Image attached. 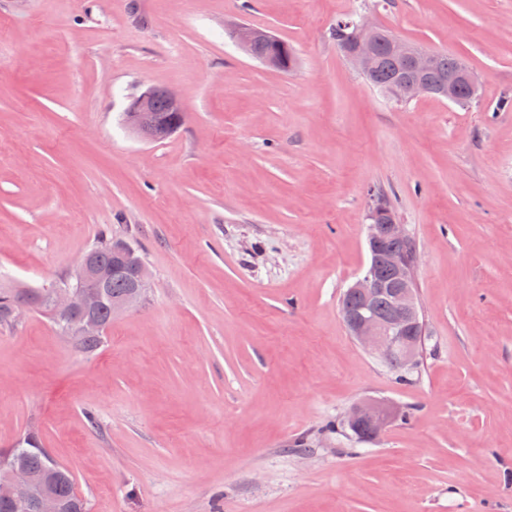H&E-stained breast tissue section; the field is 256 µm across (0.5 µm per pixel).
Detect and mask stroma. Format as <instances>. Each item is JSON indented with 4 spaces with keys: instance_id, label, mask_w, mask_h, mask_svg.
Masks as SVG:
<instances>
[{
    "instance_id": "obj_1",
    "label": "stroma",
    "mask_w": 512,
    "mask_h": 512,
    "mask_svg": "<svg viewBox=\"0 0 512 512\" xmlns=\"http://www.w3.org/2000/svg\"><path fill=\"white\" fill-rule=\"evenodd\" d=\"M349 15L465 59L479 103L389 100L330 37ZM151 86L187 113L160 142L124 120ZM505 96L512 0H0V288L71 279L104 234L150 272L96 354L35 312L0 325V448L37 426L89 512H512ZM377 193L420 254L406 383L339 305ZM366 398L388 428L333 433ZM232 33L240 47L246 53L249 54L252 47V57L262 61V58L268 53L269 45L266 42H257L252 46L255 41L272 38V36L262 29L248 25L234 24L232 25Z\"/></svg>"
}]
</instances>
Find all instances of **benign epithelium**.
I'll return each instance as SVG.
<instances>
[{
  "label": "benign epithelium",
  "instance_id": "benign-epithelium-1",
  "mask_svg": "<svg viewBox=\"0 0 512 512\" xmlns=\"http://www.w3.org/2000/svg\"><path fill=\"white\" fill-rule=\"evenodd\" d=\"M379 26L360 21L354 24L348 43L343 48L346 61L361 75L372 74L377 67L374 41ZM232 33L240 47L250 52L252 44L268 39L270 35L248 25H232ZM391 51L400 64V71L414 74V78L399 77L386 89L391 99L402 102L421 96L444 95L450 102L458 100V92L464 88L472 99L480 94L478 77L472 67L461 62L458 68L448 74L441 83L430 82L429 75L436 70L438 54L425 50L411 42L395 36L390 37ZM163 95L170 111L182 112L184 107L180 99L172 92L152 87L135 97L126 109L128 125L141 132L153 124L152 112L157 95ZM367 225L368 250L374 251L382 238L405 239L407 233L403 225L397 223L392 212L381 202L371 206ZM117 264L112 272L99 269L92 253H85L79 264L81 283L75 288L51 289L50 311L53 315L65 319L76 313L95 309L102 301L103 288L107 287L111 274L128 271L133 275L132 289L121 299L113 303V313L118 314L141 303L148 286V273L144 264L134 257V253L120 247L116 251ZM382 260L388 267L392 287L384 290L368 272L353 282L348 291L359 295L364 308L360 316L348 323V331L358 344L375 359L396 367H414L418 363L419 343L415 336L421 327L420 310L414 289L415 269L419 255H410L387 250ZM389 293L391 301L386 314L380 315L371 307V302L380 291ZM392 418L390 408L374 400L363 401L354 406L346 416L353 427L361 421L368 423L374 434L383 432ZM31 483L29 474L22 468H11L0 474V498L14 500L15 488ZM19 512H59V503L52 492L44 488L33 500L16 503Z\"/></svg>",
  "mask_w": 512,
  "mask_h": 512
}]
</instances>
